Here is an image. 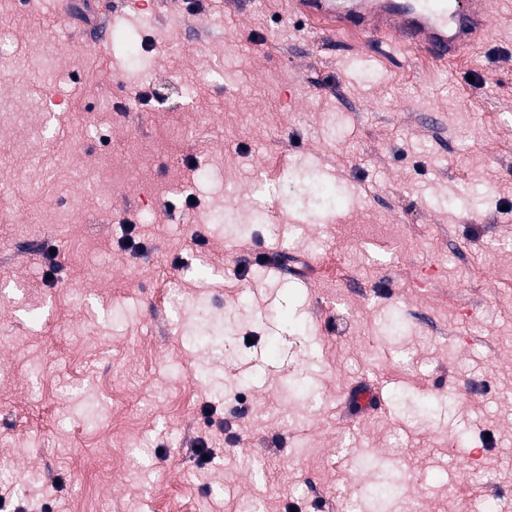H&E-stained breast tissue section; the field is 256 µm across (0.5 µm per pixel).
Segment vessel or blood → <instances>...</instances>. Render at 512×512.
I'll list each match as a JSON object with an SVG mask.
<instances>
[{
	"instance_id": "obj_1",
	"label": "vessel or blood",
	"mask_w": 512,
	"mask_h": 512,
	"mask_svg": "<svg viewBox=\"0 0 512 512\" xmlns=\"http://www.w3.org/2000/svg\"><path fill=\"white\" fill-rule=\"evenodd\" d=\"M289 7L330 34L389 35L440 62L487 42L493 30L490 0H290Z\"/></svg>"
}]
</instances>
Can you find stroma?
Listing matches in <instances>:
<instances>
[{"label":"stroma","mask_w":512,"mask_h":512,"mask_svg":"<svg viewBox=\"0 0 512 512\" xmlns=\"http://www.w3.org/2000/svg\"><path fill=\"white\" fill-rule=\"evenodd\" d=\"M55 2L0 0V497L505 512L512 0L446 63L286 0ZM310 170L341 192L315 222L283 195ZM359 382L380 407L345 406Z\"/></svg>","instance_id":"stroma-1"}]
</instances>
